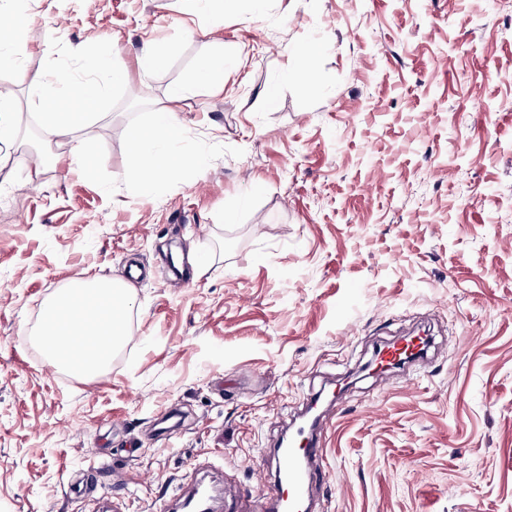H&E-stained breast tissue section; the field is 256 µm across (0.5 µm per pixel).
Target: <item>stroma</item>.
Wrapping results in <instances>:
<instances>
[{
    "mask_svg": "<svg viewBox=\"0 0 512 512\" xmlns=\"http://www.w3.org/2000/svg\"><path fill=\"white\" fill-rule=\"evenodd\" d=\"M32 75L80 72L101 41L127 65L86 130L80 171L40 138L0 145V512H170L197 485L261 512L268 461L300 408L411 320L437 354L328 409L314 512H512V0H29ZM165 52L150 78L137 58ZM317 77L286 79L310 45ZM224 50V88L195 83ZM182 147L151 198L129 183L131 127L167 89ZM47 165H38V157ZM190 278L171 287L167 255ZM133 282L128 337L93 378L34 340L46 301L97 275ZM175 409L174 434L158 419ZM87 495L69 494L93 467Z\"/></svg>",
    "mask_w": 512,
    "mask_h": 512,
    "instance_id": "obj_1",
    "label": "stroma"
}]
</instances>
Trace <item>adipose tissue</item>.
Returning <instances> with one entry per match:
<instances>
[{"label":"adipose tissue","instance_id":"ef3b65f1","mask_svg":"<svg viewBox=\"0 0 512 512\" xmlns=\"http://www.w3.org/2000/svg\"><path fill=\"white\" fill-rule=\"evenodd\" d=\"M44 82L63 86L62 95L51 99L41 115V130L56 144L69 146L77 161H88L91 151L80 132L88 117L100 115L106 92L99 85L81 82L69 73L44 75ZM187 86L174 85L165 104L157 106L147 124L129 133L132 150L130 180L141 196H151L159 176L172 169L205 170L204 156L182 152L178 143L183 130L173 103L183 100ZM132 302L130 285L105 276L74 282L54 295L46 306V318L38 333L51 364L80 376H93L109 363L112 351L127 336L126 317ZM88 325L92 339L76 346L73 328Z\"/></svg>","mask_w":512,"mask_h":512}]
</instances>
